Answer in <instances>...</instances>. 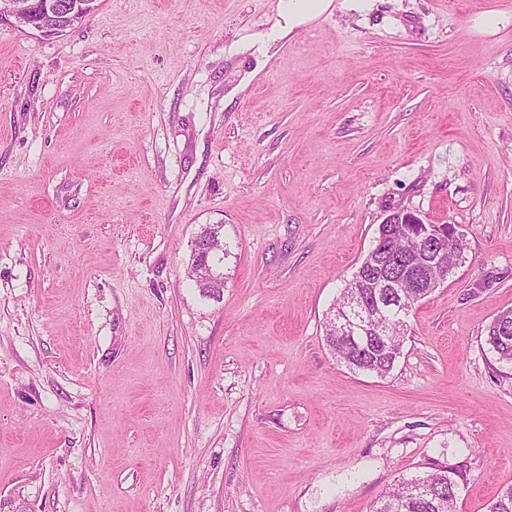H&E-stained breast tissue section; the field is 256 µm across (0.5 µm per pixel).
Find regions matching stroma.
<instances>
[{
    "label": "stroma",
    "mask_w": 512,
    "mask_h": 512,
    "mask_svg": "<svg viewBox=\"0 0 512 512\" xmlns=\"http://www.w3.org/2000/svg\"><path fill=\"white\" fill-rule=\"evenodd\" d=\"M277 4L0 22V512H368L442 466L488 512L512 485L484 334L512 309V0H333L284 37ZM396 208L469 248L380 377L324 322ZM224 227L220 224H213L210 236L203 240L195 239L194 253L204 254L205 265H200L195 269V275L203 282L210 281L216 271L215 261L227 255L226 246L223 249ZM216 243V244H214ZM218 243V244H217Z\"/></svg>",
    "instance_id": "obj_1"
}]
</instances>
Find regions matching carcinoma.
<instances>
[{
  "instance_id": "cac0c4a2",
  "label": "carcinoma",
  "mask_w": 512,
  "mask_h": 512,
  "mask_svg": "<svg viewBox=\"0 0 512 512\" xmlns=\"http://www.w3.org/2000/svg\"><path fill=\"white\" fill-rule=\"evenodd\" d=\"M385 271L371 269L361 287L357 275L345 282L340 298L327 316L325 340L337 361L353 372L389 373L401 355L408 320L415 305L433 292L428 279H436L432 264L422 258L418 273L404 288H395L390 307L379 311L385 289L373 284ZM368 312L364 329L344 333L335 314L348 309L352 302ZM486 343L497 360L512 364V310L506 311L486 328ZM456 471L441 467L434 472L402 480L383 492L370 506L369 512H455L458 482ZM489 512H512V486L503 489Z\"/></svg>"
}]
</instances>
